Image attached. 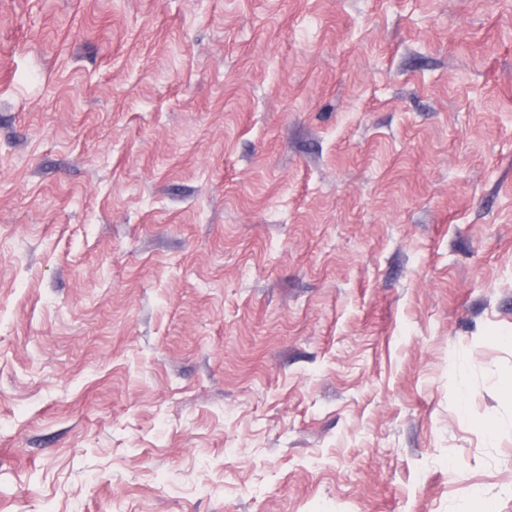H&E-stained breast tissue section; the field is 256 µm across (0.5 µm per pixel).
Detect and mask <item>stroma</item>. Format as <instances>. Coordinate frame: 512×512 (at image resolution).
<instances>
[{
  "mask_svg": "<svg viewBox=\"0 0 512 512\" xmlns=\"http://www.w3.org/2000/svg\"><path fill=\"white\" fill-rule=\"evenodd\" d=\"M512 0H0V512H512Z\"/></svg>",
  "mask_w": 512,
  "mask_h": 512,
  "instance_id": "35a3bbf8",
  "label": "stroma"
}]
</instances>
